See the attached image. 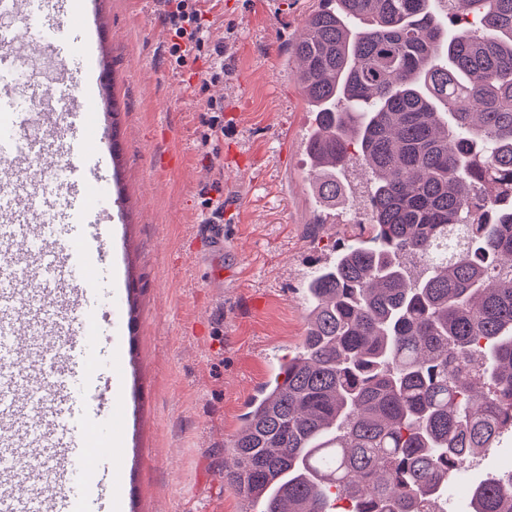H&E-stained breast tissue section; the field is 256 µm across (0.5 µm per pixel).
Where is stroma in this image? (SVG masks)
I'll return each mask as SVG.
<instances>
[{
	"instance_id": "obj_1",
	"label": "stroma",
	"mask_w": 512,
	"mask_h": 512,
	"mask_svg": "<svg viewBox=\"0 0 512 512\" xmlns=\"http://www.w3.org/2000/svg\"><path fill=\"white\" fill-rule=\"evenodd\" d=\"M320 0H202L211 42L224 46V77L210 62L176 65L159 0H104L125 145L114 221L124 248L100 270L94 298L108 321L109 285L133 279L123 334L94 339L101 374L125 361L126 404H114L121 512H249L227 484L230 443L249 402L294 353L307 329L305 282L350 243L365 211H321L305 150L313 116L288 46ZM224 101V136L202 145L207 102ZM25 167L46 190L76 142L33 130ZM224 202V244L201 237L207 199ZM512 469V431L448 478L443 512H467L479 482Z\"/></svg>"
}]
</instances>
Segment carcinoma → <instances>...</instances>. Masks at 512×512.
I'll use <instances>...</instances> for the list:
<instances>
[{
  "mask_svg": "<svg viewBox=\"0 0 512 512\" xmlns=\"http://www.w3.org/2000/svg\"><path fill=\"white\" fill-rule=\"evenodd\" d=\"M323 2L293 48L313 192L344 204L365 161L369 223L310 275L227 483L252 512H440L512 428V0ZM470 512H512V474Z\"/></svg>",
  "mask_w": 512,
  "mask_h": 512,
  "instance_id": "cac0c4a2",
  "label": "carcinoma"
}]
</instances>
